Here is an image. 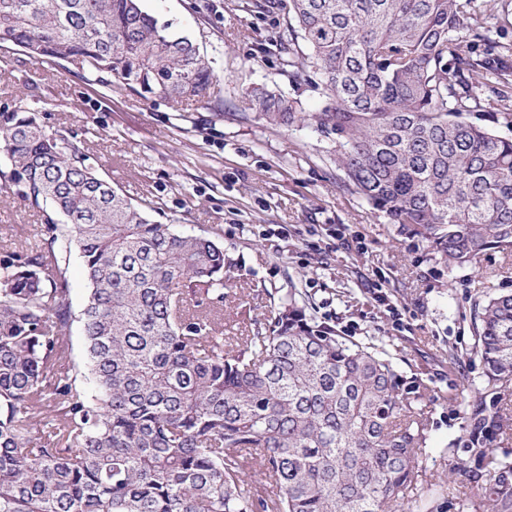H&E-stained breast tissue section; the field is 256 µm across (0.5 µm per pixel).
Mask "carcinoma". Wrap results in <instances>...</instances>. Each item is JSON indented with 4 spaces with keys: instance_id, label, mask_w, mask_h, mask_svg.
<instances>
[{
    "instance_id": "1",
    "label": "carcinoma",
    "mask_w": 512,
    "mask_h": 512,
    "mask_svg": "<svg viewBox=\"0 0 512 512\" xmlns=\"http://www.w3.org/2000/svg\"><path fill=\"white\" fill-rule=\"evenodd\" d=\"M278 20L282 75L254 88L277 127L306 126L344 185L448 265L512 252V44L502 0H251ZM62 60L144 97L207 102L214 74L142 0H0V45ZM0 172L42 213L39 243L0 257V512H428L425 385L382 339L348 338L290 288L262 331L224 334V247L152 218L49 132L0 112ZM86 271L76 310L72 252ZM483 388L448 444L479 493L456 512H512V293L477 297ZM79 324L83 361L72 358ZM48 435L38 444L29 429Z\"/></svg>"
}]
</instances>
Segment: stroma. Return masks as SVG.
<instances>
[{"mask_svg":"<svg viewBox=\"0 0 512 512\" xmlns=\"http://www.w3.org/2000/svg\"><path fill=\"white\" fill-rule=\"evenodd\" d=\"M247 0H143L190 38L217 76L209 104L142 97L87 80L73 66L0 47V112L37 106L41 123L85 145L91 164L135 202L160 207L178 232L206 230L223 246L231 286L224 321L264 319L279 289H301L318 317L355 337L378 336L402 360L405 381L427 390L429 456L423 486L433 512L449 495L474 494L451 476L448 443L482 384L468 355L472 303L485 289L512 292V256L486 251L475 267H448L400 225L353 194L309 129L246 116L247 88L288 89L271 44V18ZM42 217L0 187V249L34 245ZM345 228V237L334 231ZM388 296L372 298V281Z\"/></svg>","mask_w":512,"mask_h":512,"instance_id":"1","label":"stroma"}]
</instances>
